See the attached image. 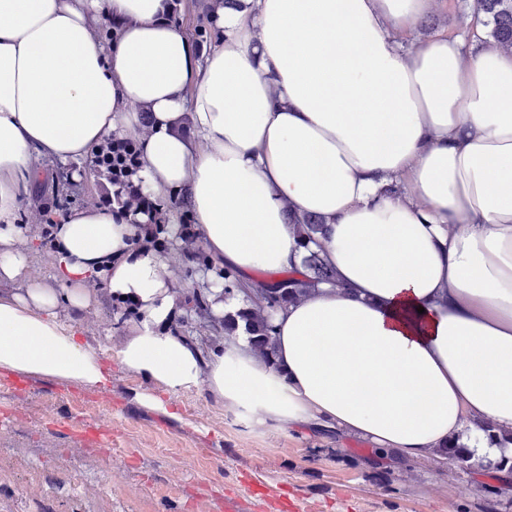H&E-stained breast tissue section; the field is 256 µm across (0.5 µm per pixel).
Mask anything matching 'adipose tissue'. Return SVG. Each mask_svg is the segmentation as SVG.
Here are the masks:
<instances>
[{"label": "adipose tissue", "instance_id": "1", "mask_svg": "<svg viewBox=\"0 0 512 512\" xmlns=\"http://www.w3.org/2000/svg\"><path fill=\"white\" fill-rule=\"evenodd\" d=\"M439 0H205L195 47L175 0H0V368L107 386L84 342L95 282L138 317L124 370L169 394L203 388L251 427L335 431L377 456L435 457L457 439L496 460L476 420L512 430V49L399 36ZM113 23L110 39L102 24ZM138 148L136 182L192 220L241 281L300 268L289 214L321 216L336 282L274 317L267 364L238 334L202 352L144 213L50 217L54 285L30 275L22 211L45 162L72 181L107 139ZM398 193H388L389 185Z\"/></svg>", "mask_w": 512, "mask_h": 512}]
</instances>
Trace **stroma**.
I'll return each mask as SVG.
<instances>
[{
  "label": "stroma",
  "instance_id": "stroma-1",
  "mask_svg": "<svg viewBox=\"0 0 512 512\" xmlns=\"http://www.w3.org/2000/svg\"><path fill=\"white\" fill-rule=\"evenodd\" d=\"M92 351L117 348L132 329L99 293L84 322ZM107 388L0 368V512H263L242 478L287 490L310 512H479L472 474L435 461L376 462L363 440L267 427L254 430L203 389L169 396L170 418L139 404L158 385L116 357ZM112 426L111 443L86 441L89 425Z\"/></svg>",
  "mask_w": 512,
  "mask_h": 512
}]
</instances>
